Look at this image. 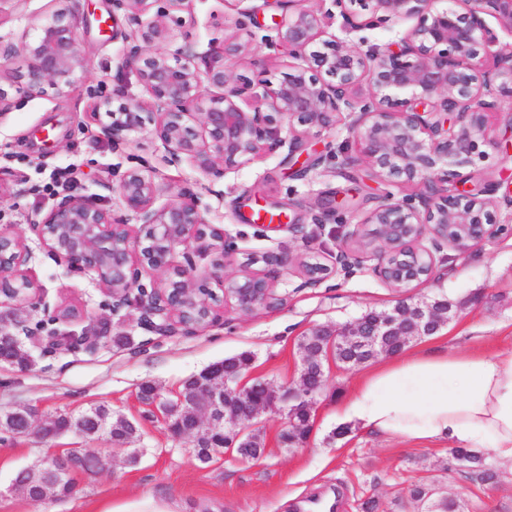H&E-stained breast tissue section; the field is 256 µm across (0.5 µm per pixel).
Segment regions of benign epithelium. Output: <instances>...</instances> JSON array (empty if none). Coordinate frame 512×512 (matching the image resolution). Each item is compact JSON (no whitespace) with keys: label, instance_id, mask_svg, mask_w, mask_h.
Listing matches in <instances>:
<instances>
[{"label":"benign epithelium","instance_id":"1","mask_svg":"<svg viewBox=\"0 0 512 512\" xmlns=\"http://www.w3.org/2000/svg\"><path fill=\"white\" fill-rule=\"evenodd\" d=\"M493 4L496 26L482 16L481 4ZM126 9L135 35L154 46L142 57L139 78L150 99H130L110 108V101L94 103L91 118L100 133L117 146L126 134L154 125L156 137L168 162L195 164L205 175L221 178L229 169L245 166L265 152L281 146L283 118H288V160L302 155L311 131L336 128L354 117L349 128L356 130L360 152L371 163L375 175L397 178L414 185L428 183L419 205L408 200L378 203L364 223L372 224L376 237L388 250L376 249L373 272L385 283L422 282L431 278L432 248L446 244L464 254L491 233L496 223L493 202L473 189L442 190L432 177L448 174V168L473 163L484 157L480 147L489 143L485 113L512 103V62L490 72L482 58L498 56L499 33L512 36V0H318L316 9L298 6L302 0H281L288 12L275 22L276 37L263 38L273 51H284L300 59L277 85L241 79L228 81L222 65L202 70L195 46L186 44L173 51L161 44L168 39L166 19L191 12L193 0H164L165 6L151 14L156 0H118ZM400 20L415 24L380 45L361 37L348 45L329 32L339 25L351 34L368 28L386 27ZM18 51L28 57L25 71L12 76L30 95L51 88L66 93L77 73L85 68L79 34L63 12L34 17L30 29L0 34V80L10 73L8 61ZM218 89L220 96L211 95ZM405 98L400 99L398 95ZM108 121H100V111ZM453 114H466L463 124L451 122ZM197 119L199 128L188 124ZM127 218L85 199L66 196L33 224L41 244L70 266L96 274L112 297V315L139 301L141 321L160 334H195L216 320L218 295L195 282L191 269L170 270L173 254L180 247L200 243L209 249L224 246V230L208 223L187 193L179 192L163 205H156L159 187L151 176L132 170L123 173L115 188ZM143 226L132 235L130 221ZM460 232L448 234V225ZM31 250L25 239L0 230V299L25 302L39 285L27 264ZM367 258L364 251L343 244L332 270L348 272ZM284 264L281 254L265 252L238 263L236 275L224 279V264L217 265L215 279L224 298L238 310L251 313L273 309L282 303L273 282L265 273L252 269ZM144 271L159 275L150 289L140 284ZM325 265L304 264V284L315 286L332 272ZM445 323L432 304L415 300L375 314V319L358 320L334 330L314 328L311 333L336 346L343 343L356 351L374 355L387 353L382 341L403 336L405 330L432 334ZM101 326L93 333L67 332L49 337V347L92 350ZM30 330L20 323L0 320V340L21 343ZM204 405L184 410L193 421L206 424L213 436L212 447L223 449L222 422L254 420L278 410L286 413L291 432L310 425L315 411L317 388L299 383L287 389L271 387L270 400L255 398L239 383L231 386L212 366L198 379ZM165 423L171 437L188 435L181 422L172 418L171 398L154 392L138 395ZM19 426L15 434L32 431L35 411L29 407L13 413ZM87 455L84 448H65L47 458L42 468L30 471L35 484L55 488L78 476L92 474L80 467Z\"/></svg>","mask_w":512,"mask_h":512}]
</instances>
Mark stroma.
<instances>
[{"instance_id": "1", "label": "stroma", "mask_w": 512, "mask_h": 512, "mask_svg": "<svg viewBox=\"0 0 512 512\" xmlns=\"http://www.w3.org/2000/svg\"><path fill=\"white\" fill-rule=\"evenodd\" d=\"M192 8V16L169 19L168 26L172 47L196 46L198 66L220 60L229 77L274 84L288 73L292 60L284 53L263 48L243 59L225 55L224 39L235 32L238 18L231 0H193ZM60 9L79 33L85 72L63 99L51 89L30 95L9 87L13 108L0 120V185L9 191L0 200V229L27 240L32 249L28 270L41 286L40 305L1 306L0 319L24 322L33 335L44 336L59 327L56 308L72 305L84 320H110L111 337L91 352L44 354L31 348L32 365L26 370L0 362V415L29 406L43 422L104 405L138 422L137 445L143 454L132 466L126 448L77 432L49 441L34 433L0 436V512H104L143 497L172 500L178 512H310L308 500L316 495L338 496L335 512H364L369 500L376 502V512H417L409 496L416 485L441 489L459 503L461 512H512L510 468L496 467L495 481L484 483L467 466L449 467L445 444L412 447L349 425L338 428L336 408L362 377L359 369L327 365L306 446L284 448L285 414H264L259 428L265 454L258 460L228 451L200 466L191 439H172L137 399L143 383L155 384L165 395L208 366L242 352L253 356L248 379L292 386L301 364L299 339L310 329L333 328L370 309H392L408 298L445 299L453 305V319L427 337V344L488 354L511 348L512 221L502 200L512 194V105L502 104L491 115L494 143L486 147L484 158L448 177L452 187L470 178L484 188L486 198L498 202L501 221L491 235L464 254L449 247L436 252L433 275L421 284L390 287L373 273L375 261L370 258L351 274H335L305 288L299 259L314 257L334 265L339 245L377 198L414 199L424 193V185L380 180L364 160L353 168L344 165L345 157L357 153L355 135L344 124L310 136L306 157L314 165L303 175L286 163L284 145L214 181L191 163H165L161 143L149 128L130 133L125 145L113 149L99 138L89 117L93 99L118 103L129 96L146 97L137 71L149 47L132 39L126 11L116 0H7L0 7V31L21 30L29 16ZM62 169L68 172L67 194L117 217L124 211L113 187L126 171L151 172L165 200L190 191L206 219L224 229L225 242L236 253L275 251L284 256L286 263L274 278L282 305L243 313L226 302L204 331L168 336L141 325L137 306L113 314L112 299L95 275L68 267L40 245L32 230L33 222L58 200L47 185ZM261 197L288 202L300 214V225L258 220ZM118 336L128 337V344H115ZM68 447L110 456L112 464L80 479L74 494L39 505L11 491L19 470L40 467L49 454Z\"/></svg>"}]
</instances>
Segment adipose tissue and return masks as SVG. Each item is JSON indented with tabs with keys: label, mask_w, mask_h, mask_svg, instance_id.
<instances>
[{
	"label": "adipose tissue",
	"mask_w": 512,
	"mask_h": 512,
	"mask_svg": "<svg viewBox=\"0 0 512 512\" xmlns=\"http://www.w3.org/2000/svg\"><path fill=\"white\" fill-rule=\"evenodd\" d=\"M336 421L413 445L481 448L512 466V349L427 347L369 369Z\"/></svg>",
	"instance_id": "ef3b65f1"
}]
</instances>
